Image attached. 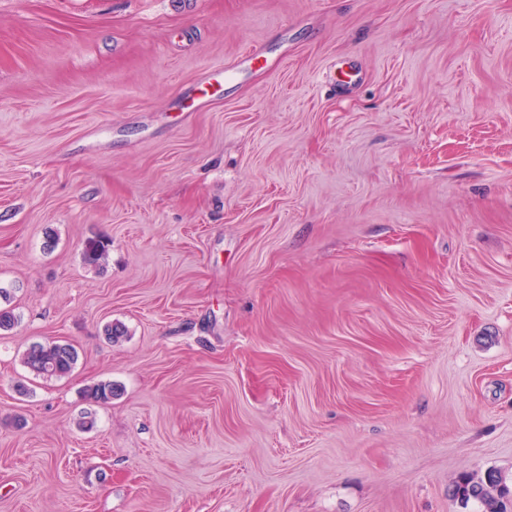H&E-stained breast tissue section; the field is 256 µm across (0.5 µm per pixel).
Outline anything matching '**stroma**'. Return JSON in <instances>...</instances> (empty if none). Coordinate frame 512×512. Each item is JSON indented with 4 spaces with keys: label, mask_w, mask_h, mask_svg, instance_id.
Segmentation results:
<instances>
[{
    "label": "stroma",
    "mask_w": 512,
    "mask_h": 512,
    "mask_svg": "<svg viewBox=\"0 0 512 512\" xmlns=\"http://www.w3.org/2000/svg\"><path fill=\"white\" fill-rule=\"evenodd\" d=\"M0 288V512H480L512 0H0ZM78 353L69 344L35 343L23 354V363L37 376L46 378L67 375L76 364Z\"/></svg>",
    "instance_id": "obj_1"
}]
</instances>
